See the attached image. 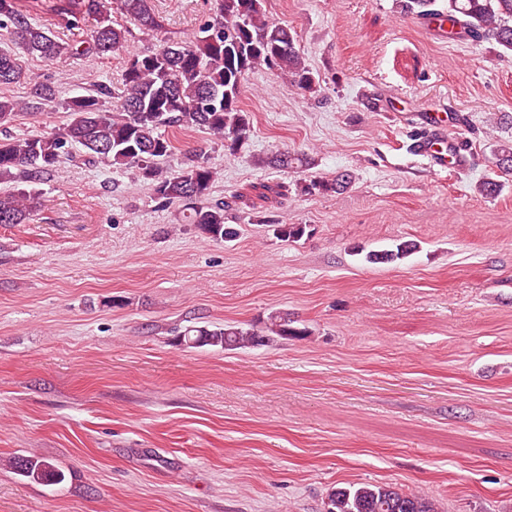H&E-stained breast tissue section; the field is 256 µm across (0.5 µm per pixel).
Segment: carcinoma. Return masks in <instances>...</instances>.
I'll use <instances>...</instances> for the list:
<instances>
[{"label":"carcinoma","instance_id":"obj_1","mask_svg":"<svg viewBox=\"0 0 512 512\" xmlns=\"http://www.w3.org/2000/svg\"><path fill=\"white\" fill-rule=\"evenodd\" d=\"M152 0H113L104 9L99 0H0V28L10 30L14 49L0 51V86L25 79V58L53 64L64 58L86 54L107 57L122 49L130 32L120 20L134 22L139 29L160 34L164 18L151 6ZM212 20L191 39L161 40L147 52L125 58L121 86L97 85L90 95L70 98L65 109L69 121L57 133L0 139V224H25L39 204L34 185L43 175L71 157L67 147L76 145L90 160L100 159L117 171L133 170L162 203L179 202L184 222L195 225L210 238L230 241L237 229L226 223L225 206L208 203L206 197L217 178L205 153L194 150L177 172L162 163L174 150L168 130L181 127L202 129L220 138L224 147L236 151L251 134L249 113L240 106L241 86L246 74L265 66L288 77L303 93L317 91L318 81L296 47L297 36L286 24L268 19L265 0H208ZM404 13L419 20L442 18L448 23V38L489 43L512 54V0H397ZM51 14L69 26L94 17L88 39L65 40L35 22L33 13ZM28 108L8 96H0V126L11 123ZM496 166L512 170V145L494 150ZM276 168L298 169L307 164L299 153L283 151L266 160ZM353 182L347 170L332 178L304 184L310 194L337 193ZM304 224H275L274 234L297 241ZM417 249L403 242L394 249L369 251L368 263H392ZM309 335L297 326L291 314L275 311L259 330L226 325L210 328L188 326L176 340L190 347L236 349L270 346L281 340ZM9 465L31 481L58 485L65 472L39 456H15ZM327 512H437L426 497L407 493L389 484L359 483L338 488L329 497Z\"/></svg>","mask_w":512,"mask_h":512}]
</instances>
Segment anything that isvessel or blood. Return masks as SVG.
I'll use <instances>...</instances> for the list:
<instances>
[{"label": "vessel or blood", "mask_w": 512, "mask_h": 512, "mask_svg": "<svg viewBox=\"0 0 512 512\" xmlns=\"http://www.w3.org/2000/svg\"><path fill=\"white\" fill-rule=\"evenodd\" d=\"M449 115L423 109L421 121L425 127L422 135L411 138L407 151L409 154L422 158L433 171L454 166L465 167L467 156L460 143L445 134Z\"/></svg>", "instance_id": "vessel-or-blood-1"}]
</instances>
